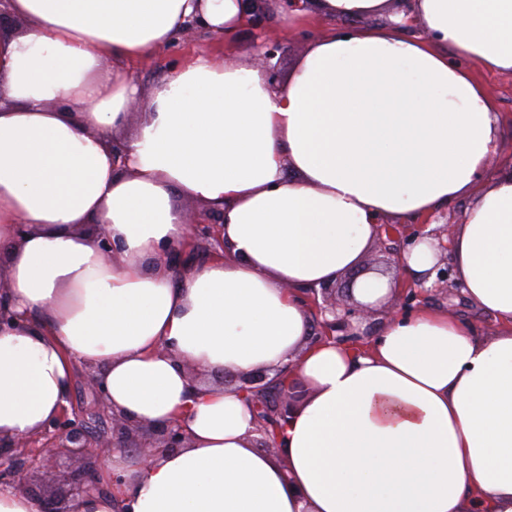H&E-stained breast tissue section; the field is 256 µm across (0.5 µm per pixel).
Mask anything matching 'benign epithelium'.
<instances>
[{
    "label": "benign epithelium",
    "instance_id": "7a95c632",
    "mask_svg": "<svg viewBox=\"0 0 512 512\" xmlns=\"http://www.w3.org/2000/svg\"><path fill=\"white\" fill-rule=\"evenodd\" d=\"M247 2L251 4L252 8L251 26L259 30L266 17L267 4L271 0H247ZM279 49L280 43L275 36L264 35L263 41L257 45V65L265 68L271 67V60L274 59L275 53ZM184 218L194 248L197 249L201 247L203 239L212 236V227L200 223L194 214H186ZM424 227L425 224L421 223L412 232L404 234L391 224L382 225L378 241L389 255L385 270H393L395 277H400L403 252L387 246L389 242H404L406 246L410 247L424 236L429 235L438 241L439 249L444 252L448 250L445 240L450 238L453 232L452 222L447 220L440 227L429 232L425 231ZM192 249L183 247L169 249V258L175 267L180 269L189 265V260L193 257ZM432 274L435 275L434 287L443 286L447 292L452 287L457 291L461 289V286L452 278V268L445 259H439L431 271L427 272L429 276ZM354 281L355 278H349L347 288L340 293L332 286L320 289L311 288L304 293V305L311 309L318 327L314 341L347 343L356 350L364 347L369 335L368 332L361 329V324L380 312V309L372 304L361 303L354 298ZM418 293H420L418 288L410 286L403 288L400 295L394 296L390 300L391 315L396 316L403 313L416 300ZM223 379L249 393L252 396L256 412L266 413V418H257L256 432L260 435L257 443L270 452H278L279 425L292 412L290 398L297 393L296 386L282 382L278 376L271 378L264 371H257L248 376L226 373ZM84 383L91 389L95 397L94 414L110 420L111 434L99 437L97 444L93 445L86 438L84 431L77 427L75 421L68 416V412L64 411L47 423L46 429L41 431L44 442L38 448H33L34 441L27 436L12 440L7 448L0 446V484L9 485L34 497L39 503L40 512H61V510L54 498L40 492L36 493L31 488L32 466L26 460V456L33 451L44 461L66 454L78 463L76 469L68 475L72 491L77 495L89 491L94 486L91 475L95 464L92 459L98 457L97 449L99 448L109 450L116 447H133L138 450L140 458L148 460L155 455L159 448L174 451L185 447L187 443V438L175 423L143 424L112 412L92 374L85 375Z\"/></svg>",
    "mask_w": 512,
    "mask_h": 512
}]
</instances>
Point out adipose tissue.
Returning <instances> with one entry per match:
<instances>
[{"label": "adipose tissue", "mask_w": 512, "mask_h": 512, "mask_svg": "<svg viewBox=\"0 0 512 512\" xmlns=\"http://www.w3.org/2000/svg\"><path fill=\"white\" fill-rule=\"evenodd\" d=\"M0 36V438L39 435L74 369L112 411L176 423L186 448L113 449L70 512H512V167L476 71L512 72V0H304L312 37L286 82L199 56L149 96L123 63L192 22L232 37L245 0H5ZM219 212L224 255L174 269V195ZM464 197L448 249L494 337L437 307L383 320L368 352L313 342L301 298L359 276L387 217ZM119 246L104 261L88 225ZM295 366L304 401L279 455L248 393L214 381Z\"/></svg>", "instance_id": "adipose-tissue-1"}]
</instances>
